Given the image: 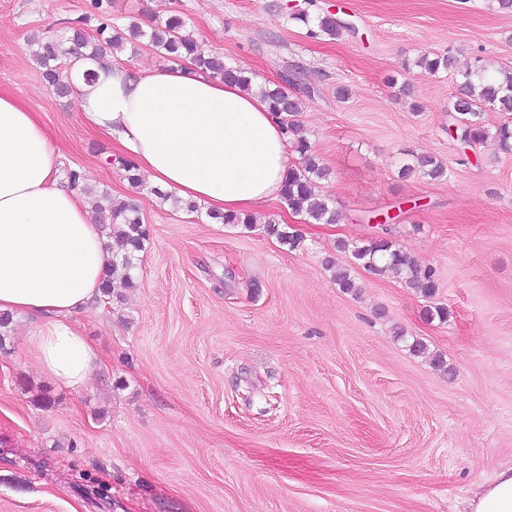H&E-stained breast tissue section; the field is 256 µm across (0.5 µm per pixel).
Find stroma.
Returning <instances> with one entry per match:
<instances>
[{
	"label": "stroma",
	"mask_w": 512,
	"mask_h": 512,
	"mask_svg": "<svg viewBox=\"0 0 512 512\" xmlns=\"http://www.w3.org/2000/svg\"><path fill=\"white\" fill-rule=\"evenodd\" d=\"M289 0H112L113 25L172 14L256 83L300 66L314 88L300 121L331 172L340 215L309 224L284 202L253 228L131 191L105 164L75 95L58 96L31 55L68 20L98 22L91 0H0V90L36 112L60 172L132 200L150 234L133 289L78 320L100 361L79 389L44 374L13 318L0 341V512H469L478 488L512 468V154L451 135L461 71H512V12L490 0H315L355 29L312 39ZM451 54L453 72L415 67ZM409 94H401V85ZM349 97L338 100L336 89ZM447 178L401 177L406 154ZM403 213L389 237L433 266L447 322L392 275L356 265L370 216ZM301 243L280 244L266 221ZM349 269L339 288L326 260ZM443 355L410 353L397 331Z\"/></svg>",
	"instance_id": "obj_1"
}]
</instances>
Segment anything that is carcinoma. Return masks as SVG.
Wrapping results in <instances>:
<instances>
[{"instance_id": "cac0c4a2", "label": "carcinoma", "mask_w": 512, "mask_h": 512, "mask_svg": "<svg viewBox=\"0 0 512 512\" xmlns=\"http://www.w3.org/2000/svg\"><path fill=\"white\" fill-rule=\"evenodd\" d=\"M92 7L100 16L96 35L89 39L85 31L76 26H68L64 37L54 40L33 38L30 45L35 47L33 56L41 69L45 82L59 91L64 87L73 88L70 67H61L58 60L81 48L87 51L90 59H102L115 55L132 47L138 51L142 44H147L169 59L184 63L192 62L198 68L220 81L231 82L249 91L255 86V75L241 66H232L224 60L207 52L201 43L182 33L183 20L172 15L156 21L150 30H144L133 22L121 29L112 26L110 18V0H92ZM291 19L302 23L307 28L308 37L318 39L328 37L335 39L342 31L350 29L344 21L330 12L310 15L307 9L291 14ZM429 74L450 72L455 60L450 55L421 54L415 61ZM460 94L449 104V111L456 113L460 139L469 146L478 145L489 137V129L483 121V113L491 109L512 114V72L500 70L495 76L487 75V69L480 65L461 73ZM299 73L292 74V79L282 80L272 87L261 88L262 96L268 101L270 109L279 115L288 144L298 155L297 161L290 167L282 187V198L288 207L304 217L309 224H334L339 214L331 206L327 197L317 191L318 184L327 179L329 169L324 166L318 155L311 149L308 139L302 135L298 116L302 111L303 98L308 93L301 90ZM117 162L124 171L127 182L133 189L141 187V178L135 163L129 158H119ZM403 176L417 174L430 180L447 177L445 165L430 155H414L411 161L402 165ZM102 199L98 210V223L102 224L110 238L116 239L121 250L113 254L112 268L102 286L105 296L112 295L113 279L121 277L126 287H135L130 275L135 253L144 248L148 231L140 222L136 206L129 201H117L107 189L98 191ZM267 231L277 236L280 242L294 249L299 245L296 235L267 222ZM355 263L374 274L389 272L404 280L410 287L419 291L424 297L431 298L437 288L435 271L431 267L422 268L410 257L395 247L392 241L378 237L361 246L351 249ZM327 267L334 270L336 284L345 292L357 288L348 270L335 267L334 261L327 260Z\"/></svg>"}]
</instances>
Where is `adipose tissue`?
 <instances>
[{"label":"adipose tissue","mask_w":512,"mask_h":512,"mask_svg":"<svg viewBox=\"0 0 512 512\" xmlns=\"http://www.w3.org/2000/svg\"><path fill=\"white\" fill-rule=\"evenodd\" d=\"M85 127L112 137L120 155L160 189L224 214L280 199L288 141L256 91L191 64L129 69L112 58H71ZM95 77L84 81V70ZM48 131L0 91V312L27 319L28 342L59 384H86L98 359L75 322L112 266V250L87 197L58 179ZM472 512H512V473L476 493Z\"/></svg>","instance_id":"ef3b65f1"}]
</instances>
